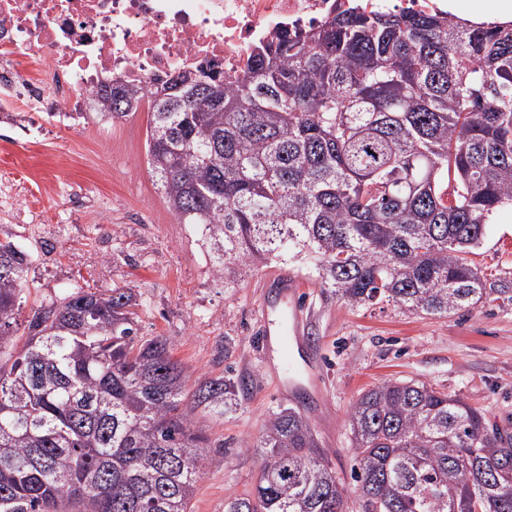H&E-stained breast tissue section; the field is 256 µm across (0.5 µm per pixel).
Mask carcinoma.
<instances>
[{
    "label": "carcinoma",
    "instance_id": "1",
    "mask_svg": "<svg viewBox=\"0 0 512 512\" xmlns=\"http://www.w3.org/2000/svg\"><path fill=\"white\" fill-rule=\"evenodd\" d=\"M100 84L102 120L154 104L151 173L202 227L215 275L308 265L352 307L441 318L507 288L468 261L512 206V23L351 6L257 46L230 83L199 67L154 86ZM30 254L0 240V512H192L213 462L205 417L244 380H191L142 339L132 293L82 288L31 309ZM200 416L193 417V412ZM358 512H512V439L462 397L384 381L349 412ZM252 492L224 512H349L308 419L269 415Z\"/></svg>",
    "mask_w": 512,
    "mask_h": 512
}]
</instances>
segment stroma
<instances>
[{
	"label": "stroma",
	"instance_id": "stroma-1",
	"mask_svg": "<svg viewBox=\"0 0 512 512\" xmlns=\"http://www.w3.org/2000/svg\"><path fill=\"white\" fill-rule=\"evenodd\" d=\"M151 115L110 123L60 121L44 112H0V196L33 198L37 214L0 208V238L33 257L27 306L80 288L131 289L139 336L167 337L174 359L194 377L231 375L248 390L237 406L208 418L215 460L196 484L192 512H224L250 492L261 462L253 443L268 416L284 407L255 344L267 283L287 271L303 278L308 343L319 358L320 402L308 419L342 478L353 468L352 403L388 380H416L464 398L489 430L512 434V301L493 294L441 318L391 304L353 307L298 264H260L237 284L213 273L197 225L169 209L147 158ZM82 197L69 207L67 195ZM512 288V207L494 211L469 256Z\"/></svg>",
	"mask_w": 512,
	"mask_h": 512
}]
</instances>
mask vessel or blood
I'll list each match as a JSON object with an SVG mask.
<instances>
[{
    "mask_svg": "<svg viewBox=\"0 0 512 512\" xmlns=\"http://www.w3.org/2000/svg\"><path fill=\"white\" fill-rule=\"evenodd\" d=\"M271 286V292L260 303L258 343L261 348L275 345L284 352L288 380L278 383L277 389L282 398L292 399L301 391V378L314 375L301 330L304 284L295 276L281 274L273 278Z\"/></svg>",
    "mask_w": 512,
    "mask_h": 512,
    "instance_id": "obj_1",
    "label": "vessel or blood"
}]
</instances>
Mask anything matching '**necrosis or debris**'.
Wrapping results in <instances>:
<instances>
[{
    "mask_svg": "<svg viewBox=\"0 0 512 512\" xmlns=\"http://www.w3.org/2000/svg\"><path fill=\"white\" fill-rule=\"evenodd\" d=\"M352 5L457 18L446 0H0V96L65 115L116 76L150 86L214 63L235 77L275 33Z\"/></svg>",
    "mask_w": 512,
    "mask_h": 512,
    "instance_id": "1",
    "label": "necrosis or debris"
}]
</instances>
